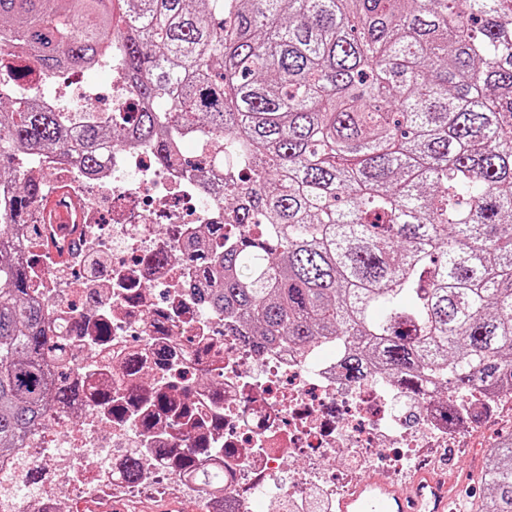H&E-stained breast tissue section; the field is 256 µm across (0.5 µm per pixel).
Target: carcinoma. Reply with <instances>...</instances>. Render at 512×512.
<instances>
[{
	"label": "carcinoma",
	"mask_w": 512,
	"mask_h": 512,
	"mask_svg": "<svg viewBox=\"0 0 512 512\" xmlns=\"http://www.w3.org/2000/svg\"><path fill=\"white\" fill-rule=\"evenodd\" d=\"M46 76L110 68L136 112L17 99L0 174L24 151L97 163L130 139L192 165L242 234L186 258L208 305L259 343L336 349L408 392H512V0H0V52ZM200 136L237 176L184 158ZM0 215V453L78 391L50 312L10 263ZM159 414L192 420L164 395ZM182 469L224 490V471ZM471 512H512V437Z\"/></svg>",
	"instance_id": "1"
}]
</instances>
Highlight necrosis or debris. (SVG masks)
I'll use <instances>...</instances> for the list:
<instances>
[{
    "label": "necrosis or debris",
    "instance_id": "necrosis-or-debris-1",
    "mask_svg": "<svg viewBox=\"0 0 512 512\" xmlns=\"http://www.w3.org/2000/svg\"><path fill=\"white\" fill-rule=\"evenodd\" d=\"M18 178L40 195L82 205V230L48 240L39 205L17 219L14 255L32 296L66 342L78 400L0 461V512H63L64 500L128 497L162 486L198 498L200 512H296L318 493L327 503L360 476L390 480L424 467L483 421L512 413V398L449 394L447 404L402 393L385 377L348 378L338 357L292 345L260 348L194 295L182 244L224 221V201L196 175L159 164L139 146L108 148L86 168L64 150L29 153ZM157 392L189 405L207 444L154 411ZM464 406L459 420L448 405ZM169 448H191L198 466L224 472V494L172 468ZM142 450V480L123 476ZM345 464L329 470L336 457ZM94 458L91 470L77 461ZM43 470L28 486L27 475Z\"/></svg>",
    "mask_w": 512,
    "mask_h": 512
}]
</instances>
